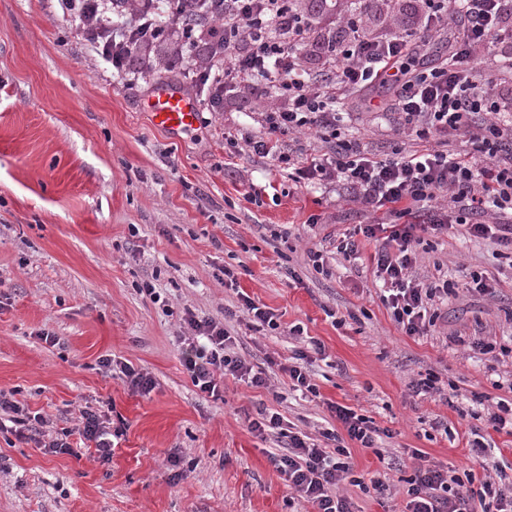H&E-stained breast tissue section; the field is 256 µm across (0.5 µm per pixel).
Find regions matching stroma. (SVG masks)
I'll use <instances>...</instances> for the list:
<instances>
[{
    "instance_id": "35a3bbf8",
    "label": "stroma",
    "mask_w": 512,
    "mask_h": 512,
    "mask_svg": "<svg viewBox=\"0 0 512 512\" xmlns=\"http://www.w3.org/2000/svg\"><path fill=\"white\" fill-rule=\"evenodd\" d=\"M181 84L160 72L113 77L58 0H0V390L57 429L75 427L87 406L126 427L108 464L91 449L51 454L0 433V512H306L270 462L287 438L248 430L262 407L321 446L329 401L385 429L378 449H351L355 475L390 489L378 498L341 484L357 512H403L415 449L484 481L468 445L475 426L512 461V434L484 420L497 402L512 406V251L459 225L418 246L417 279L454 288L427 335H405L370 263L336 252L337 233L369 214L336 191L296 185L271 160L230 156L225 134L258 133L256 113L274 98L238 93L208 125L175 136L142 106L158 86ZM393 126L363 112L344 132L386 158L404 145ZM252 184L263 189L256 204L244 198ZM275 230L288 240H273ZM311 249L328 274L309 265ZM224 266L303 334L229 321L272 388L228 377L213 400L186 374L179 334L185 310L220 320L236 304L217 278ZM292 269L301 283L289 281ZM474 273L488 292L467 289ZM43 330L57 345L39 339ZM313 340L326 354L312 366L316 399L289 390L280 370ZM479 340L507 351L481 354ZM104 355L150 374L154 389L131 392L100 367ZM429 376L437 392L415 395L411 382Z\"/></svg>"
}]
</instances>
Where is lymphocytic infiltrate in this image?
I'll return each mask as SVG.
<instances>
[{
  "mask_svg": "<svg viewBox=\"0 0 512 512\" xmlns=\"http://www.w3.org/2000/svg\"><path fill=\"white\" fill-rule=\"evenodd\" d=\"M58 2L117 74H150L143 51L180 43L169 65L196 86L208 111H221L228 94L261 84L272 88L279 103L262 110L260 134L230 135L227 144L243 143L254 155L272 159L295 184L345 190L370 213L369 223L339 237L336 250L355 261L362 242L374 243L370 261L383 303L405 335H426L438 316L436 301L448 295L447 282L423 283L413 274L424 234L460 224L470 236L491 237L512 249V0H354L325 30L317 27L318 15L342 7L344 0H317L313 15L301 13L297 0H170L164 24L157 21L159 0ZM116 14L125 16L123 25H113ZM439 31L452 32L449 50L425 66L419 44ZM201 44L202 56L196 52ZM355 111L390 113L396 133L414 135L419 148L377 157L341 132L345 115ZM305 131L329 143V151L308 156L297 139ZM453 138L465 150L450 148ZM221 273L237 296L226 318L243 315L254 331L280 329L278 314L241 291L233 269L226 266ZM180 340L182 364L200 394L220 399L228 377L269 388L265 369L236 352V339L223 321L186 311ZM324 353L317 341L311 350L295 351L292 364L282 368L292 390L318 396L311 366ZM326 408L339 424L323 433L336 444L331 452L307 435L285 433L281 415L264 408L248 429L260 438L287 434L286 453L270 462L297 500L315 512H353L351 500L338 492L342 482L378 496L387 487L378 478L354 476L350 452L339 439L372 448L382 431L350 407L330 402ZM46 425L41 413L0 391V432L43 444L48 452L74 454L75 435L94 443L105 464L123 434L105 414L87 408L77 428L50 437ZM474 450L491 473L477 489L413 451L407 512H512L505 461L490 456L484 443Z\"/></svg>",
  "mask_w": 512,
  "mask_h": 512,
  "instance_id": "lymphocytic-infiltrate-1",
  "label": "lymphocytic infiltrate"
}]
</instances>
